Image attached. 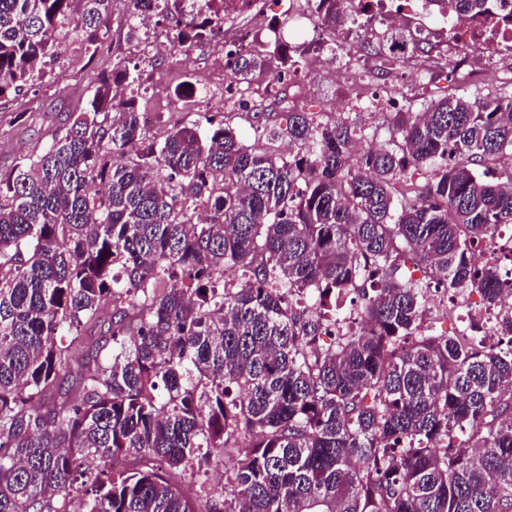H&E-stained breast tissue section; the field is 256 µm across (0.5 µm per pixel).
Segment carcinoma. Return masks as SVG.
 I'll use <instances>...</instances> for the list:
<instances>
[{"instance_id":"cac0c4a2","label":"carcinoma","mask_w":512,"mask_h":512,"mask_svg":"<svg viewBox=\"0 0 512 512\" xmlns=\"http://www.w3.org/2000/svg\"><path fill=\"white\" fill-rule=\"evenodd\" d=\"M321 2L335 27L340 0ZM429 2L512 20L505 0ZM113 3L0 0V99L64 39L95 56ZM207 35L192 21L172 41ZM225 58L240 83L269 65ZM130 78L98 74L65 131L0 172V512H198L175 478L232 453L207 512H512V317L505 349L421 324L431 287L493 305L508 284L474 255L512 224V167L486 175L512 155V92L404 104L362 156L347 122L290 112L285 158L222 121L155 137L113 94ZM408 263L425 276L400 279ZM235 267L251 287L227 286ZM311 284L324 307L354 294L358 333L320 344L290 303ZM98 324L111 360L75 363ZM130 453V470L88 465Z\"/></svg>"}]
</instances>
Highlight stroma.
I'll list each match as a JSON object with an SVG mask.
<instances>
[{
	"label": "stroma",
	"mask_w": 512,
	"mask_h": 512,
	"mask_svg": "<svg viewBox=\"0 0 512 512\" xmlns=\"http://www.w3.org/2000/svg\"><path fill=\"white\" fill-rule=\"evenodd\" d=\"M128 23L122 12L112 13L109 37L95 57H87L79 42H67L52 67L50 77L41 84L28 86L6 106L0 107V171L20 166L26 158L50 144L55 133L68 122L71 112L85 107L90 93L89 81L99 72L110 70L116 59L129 63L147 50L146 37L127 39ZM365 79L371 87L401 85L406 99L423 109L434 96L452 92L474 97L506 88L512 80V52L501 51L491 77L470 76L459 72L444 78L447 54L433 48L417 54L415 62L422 74L409 79L406 70L391 55L380 53L377 45L366 51ZM217 59L213 39L196 43L192 51L179 62H171L163 55H155L152 70L141 73L138 81L120 88L123 95H135L138 109L153 113L156 123L152 129L156 137L177 124L202 122L204 110H186L178 105L179 94L185 89L203 90L207 73ZM254 92L250 106L225 102L223 109L213 111L215 120L224 121L233 128L245 144L272 155H284L288 144L271 138L270 132L285 125L292 112L321 115L323 120H334L336 105L348 85L331 84L314 77L304 82L302 89L272 83L268 73L256 74L251 81Z\"/></svg>",
	"instance_id": "35a3bbf8"
}]
</instances>
